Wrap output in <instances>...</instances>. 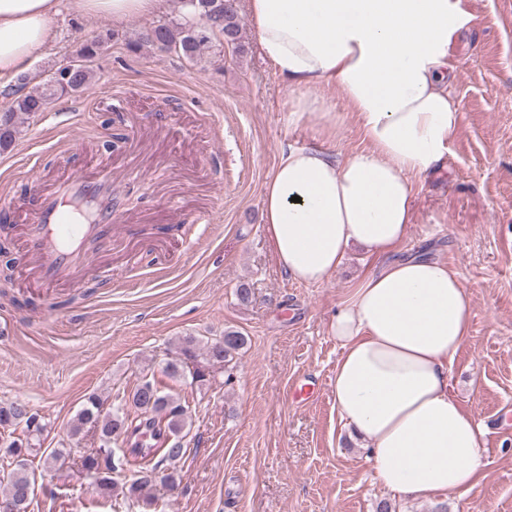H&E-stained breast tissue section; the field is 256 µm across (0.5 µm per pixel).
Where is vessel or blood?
Wrapping results in <instances>:
<instances>
[{
	"label": "vessel or blood",
	"instance_id": "b4317fda",
	"mask_svg": "<svg viewBox=\"0 0 512 512\" xmlns=\"http://www.w3.org/2000/svg\"><path fill=\"white\" fill-rule=\"evenodd\" d=\"M112 214L111 170H76L43 189L25 226L40 284L52 288L92 267L87 245L111 234Z\"/></svg>",
	"mask_w": 512,
	"mask_h": 512
}]
</instances>
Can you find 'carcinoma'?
Here are the masks:
<instances>
[{"mask_svg":"<svg viewBox=\"0 0 512 512\" xmlns=\"http://www.w3.org/2000/svg\"><path fill=\"white\" fill-rule=\"evenodd\" d=\"M180 7H192L198 17L189 23L187 14L180 18L153 25L140 32L136 39L128 42V48L138 51L144 46L159 49H175L188 59H195L209 44L224 45L222 37L232 43L239 41L240 20L233 0H178ZM112 40V34L95 35L81 40L76 49V58L87 65L72 79L52 82L46 80L31 88L28 77H17L19 88L24 93L15 97L12 105L0 110V153L10 151L22 132L26 119L49 108L56 99L73 96L85 91L92 83L93 62ZM248 343L242 332L224 330V336L211 341H202L195 336H184L178 341L174 356L167 359L164 376L180 380L186 376L191 382L206 385L214 378L213 368L229 365ZM24 404L18 401L0 403V435L11 441L0 456V468L6 477L0 479L3 489L0 499H11L16 503V512H28L32 499L26 498V490L36 482L30 471L28 457L40 440L37 432L46 428L43 417L33 412L26 416ZM191 419L189 406L166 391L155 378L143 376L129 392L119 398L118 405L106 406L101 396L89 395L77 413L72 433L78 435L91 432L99 445L87 448L73 459L80 469L94 480V490L99 498L109 499L119 492L125 497H137L154 484L150 473L163 474V480L176 483L175 464L186 454V448L174 447L171 440H179L180 434ZM26 434L13 437L17 428ZM121 442L123 448L114 444ZM132 472L130 483L119 484L125 472Z\"/></svg>","mask_w":512,"mask_h":512,"instance_id":"1","label":"carcinoma"}]
</instances>
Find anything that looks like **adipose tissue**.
I'll list each match as a JSON object with an SVG mask.
<instances>
[{
	"instance_id": "adipose-tissue-1",
	"label": "adipose tissue",
	"mask_w": 512,
	"mask_h": 512,
	"mask_svg": "<svg viewBox=\"0 0 512 512\" xmlns=\"http://www.w3.org/2000/svg\"><path fill=\"white\" fill-rule=\"evenodd\" d=\"M75 11L125 25L161 0H70ZM59 0H0V78L21 71L52 38ZM262 54L295 93L291 112L336 126L322 91L338 90L365 147L281 156L263 187L262 221L278 265L318 284L358 246L382 263L341 302L330 332L342 353L336 412L366 438L377 480L429 500L472 488L481 427L451 394L450 365L469 335L457 275L427 253L388 261L413 215L412 180L440 164L462 114L448 91L456 0H245Z\"/></svg>"
}]
</instances>
